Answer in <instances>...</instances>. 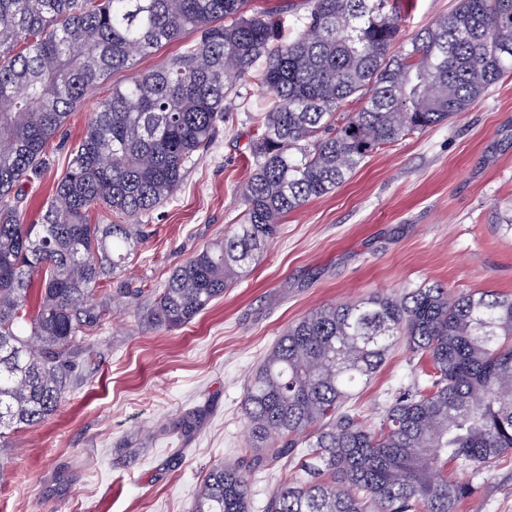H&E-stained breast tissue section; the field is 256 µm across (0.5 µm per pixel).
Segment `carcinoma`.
<instances>
[{"label":"carcinoma","instance_id":"obj_1","mask_svg":"<svg viewBox=\"0 0 512 512\" xmlns=\"http://www.w3.org/2000/svg\"><path fill=\"white\" fill-rule=\"evenodd\" d=\"M396 3L307 0L290 17L249 0H0V440L58 410L80 344L105 320L97 291L209 149L237 83L269 94L252 116L244 222L131 295H152L158 330L208 309L288 213L373 151L447 123L512 74V0H456L401 44ZM188 31L179 52L101 99L42 223H24L23 186L48 171L88 92ZM400 342L426 368L374 428L345 407ZM243 409L251 468L297 460L262 512H456L512 453V295L436 283L322 305L267 352ZM450 463L464 478L448 479ZM252 510L247 473L224 463L192 504Z\"/></svg>","mask_w":512,"mask_h":512}]
</instances>
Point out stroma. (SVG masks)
<instances>
[{
  "mask_svg": "<svg viewBox=\"0 0 512 512\" xmlns=\"http://www.w3.org/2000/svg\"><path fill=\"white\" fill-rule=\"evenodd\" d=\"M454 5L400 0L401 39ZM136 70L98 85L53 140L54 166L26 189L25 223H40L98 101ZM240 91L243 102L189 166L174 201L149 216L127 270L105 282L109 317L85 341L56 414L0 447V512H190L207 472L245 457L248 379L288 325L327 303L435 282L512 294L508 77L469 111L372 152L335 191L288 214L253 270L194 322L153 328L146 289L162 287L176 265L243 220L240 188L253 173L249 113L266 95L250 82ZM139 288L143 296L130 300ZM418 365L397 345L355 389L352 408L379 425ZM188 417L192 431L174 443L172 428ZM456 512H512V455Z\"/></svg>",
  "mask_w": 512,
  "mask_h": 512,
  "instance_id": "stroma-1",
  "label": "stroma"
}]
</instances>
